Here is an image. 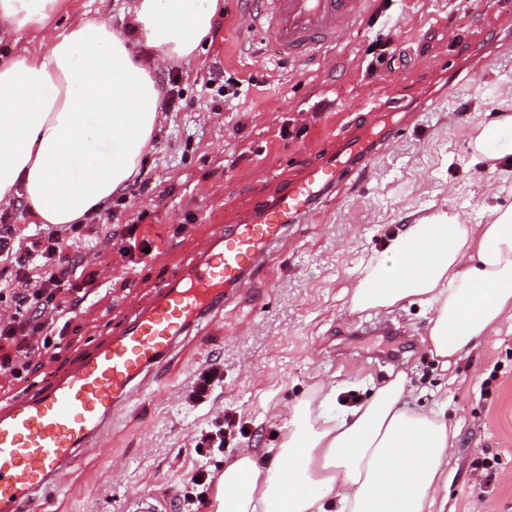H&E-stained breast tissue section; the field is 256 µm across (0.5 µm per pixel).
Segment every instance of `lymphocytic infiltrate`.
<instances>
[{"mask_svg":"<svg viewBox=\"0 0 512 512\" xmlns=\"http://www.w3.org/2000/svg\"><path fill=\"white\" fill-rule=\"evenodd\" d=\"M8 213L0 214V258L10 263L13 286L0 292L8 313H0V375L21 378L35 356L58 344L59 321L74 312L80 290V257L66 253L58 230L39 228L28 242L16 243Z\"/></svg>","mask_w":512,"mask_h":512,"instance_id":"obj_1","label":"lymphocytic infiltrate"}]
</instances>
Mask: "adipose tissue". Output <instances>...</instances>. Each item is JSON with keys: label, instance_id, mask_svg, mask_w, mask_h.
<instances>
[{"label": "adipose tissue", "instance_id": "obj_1", "mask_svg": "<svg viewBox=\"0 0 512 512\" xmlns=\"http://www.w3.org/2000/svg\"><path fill=\"white\" fill-rule=\"evenodd\" d=\"M60 0H0V23L44 28ZM216 0H132L127 31L84 20L39 57L0 58V202L22 194L36 218L59 227L105 207L137 172L161 131L159 90L137 42L187 57L209 34ZM112 151H102L104 143ZM480 237L459 213L407 225L369 261L352 311L414 302L432 311L425 344L448 366L512 321V207L484 212ZM398 372L341 419L311 399L283 420L274 466L241 452L219 481V512H431L444 481L451 430L441 412L406 408Z\"/></svg>", "mask_w": 512, "mask_h": 512}]
</instances>
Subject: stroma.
I'll list each match as a JSON object with an SVG mask.
<instances>
[{
    "instance_id": "1",
    "label": "stroma",
    "mask_w": 512,
    "mask_h": 512,
    "mask_svg": "<svg viewBox=\"0 0 512 512\" xmlns=\"http://www.w3.org/2000/svg\"><path fill=\"white\" fill-rule=\"evenodd\" d=\"M125 3L63 0L42 33L0 37V54L42 52L85 19L120 26ZM218 4L192 56L156 61L160 95L177 104L124 194L86 218L97 245L82 256L96 280L60 349L21 379L0 376V404L27 391L45 367L76 359L118 330L173 265L195 263L216 227L274 199L333 144L350 141L371 119L364 105L381 113L400 103L425 109L309 219L289 225L286 243L269 247L250 289L195 328L164 376L113 415L110 448L60 471L28 512H44L50 500L56 512H138L144 501L177 512L194 471L217 477L243 449L279 447L284 415L321 386L335 388L324 409L340 418L402 370L412 385L407 406L442 412L455 432L433 512H512V327L446 368L424 343L430 313L423 306L354 312L348 304L368 261L405 225L455 209L477 235L485 207L512 206V181L473 162L468 148L480 125L512 113V47L500 44L512 36V0H374L346 43L303 58L250 28L256 0ZM383 30L386 51L374 42ZM478 50L481 70L446 87L445 71ZM239 80L250 89L231 110L224 93ZM129 231L148 240L150 255H120ZM214 362L224 365L223 383L207 401L189 402L195 374ZM228 415L247 437L194 452V431Z\"/></svg>"
}]
</instances>
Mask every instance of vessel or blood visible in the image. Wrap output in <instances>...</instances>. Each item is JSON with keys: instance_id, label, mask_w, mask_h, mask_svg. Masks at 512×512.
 Segmentation results:
<instances>
[{"instance_id": "1", "label": "vessel or blood", "mask_w": 512, "mask_h": 512, "mask_svg": "<svg viewBox=\"0 0 512 512\" xmlns=\"http://www.w3.org/2000/svg\"><path fill=\"white\" fill-rule=\"evenodd\" d=\"M371 0H260L251 25L271 33L288 56L312 55L347 40ZM308 166L250 218L217 228L194 265L176 266L152 303L107 342L45 371L34 390L0 408V512H24L78 456L107 448L115 411L148 374H163L191 330L223 307L256 268L264 246L306 219L330 186L350 180L347 152Z\"/></svg>"}]
</instances>
